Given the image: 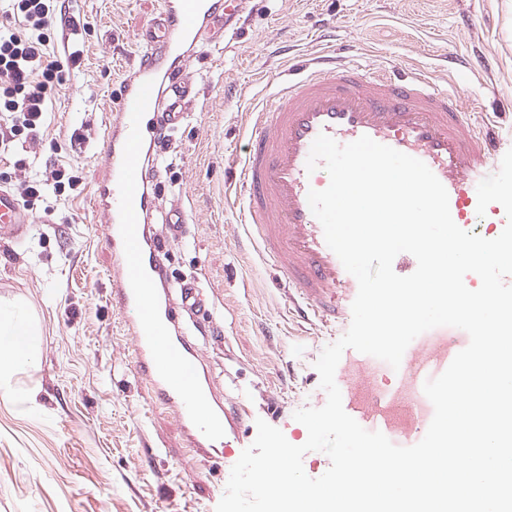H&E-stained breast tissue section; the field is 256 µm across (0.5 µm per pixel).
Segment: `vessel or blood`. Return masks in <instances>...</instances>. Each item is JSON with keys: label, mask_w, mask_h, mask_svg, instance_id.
I'll return each mask as SVG.
<instances>
[{"label": "vessel or blood", "mask_w": 512, "mask_h": 512, "mask_svg": "<svg viewBox=\"0 0 512 512\" xmlns=\"http://www.w3.org/2000/svg\"><path fill=\"white\" fill-rule=\"evenodd\" d=\"M227 0H162L143 34L149 50L120 86L99 154L106 168L91 198L106 224L112 254V300L129 316L134 372L151 396L172 409L189 440L193 463H218L234 453L249 395L217 397L199 346L179 330L212 316V303L197 281L172 282L166 258L180 240L185 216L172 205L163 232L147 227L157 188L149 173L160 132L186 121L195 89L186 73L190 52L204 38L224 31ZM298 77L282 78L269 105L247 113L248 142L231 167L236 197L244 201L243 228L261 261L296 291L306 322L325 327L346 321L358 292L356 279L327 246L308 204L310 190L329 184L324 168L306 162L318 135L345 145L361 136L423 161L448 192L459 227L505 224L500 204L477 214V185L491 167L499 141L488 113L458 88L430 71L369 68L349 59L345 48H322L300 59ZM31 216L0 184V238L21 240ZM470 338L461 329L437 327L406 349L395 382L382 388L369 356H346L337 367L345 412L364 429L392 443H413L434 415L431 402L408 408L424 393Z\"/></svg>", "instance_id": "1"}]
</instances>
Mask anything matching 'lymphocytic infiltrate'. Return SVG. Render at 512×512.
<instances>
[{
    "instance_id": "f902f5d3",
    "label": "lymphocytic infiltrate",
    "mask_w": 512,
    "mask_h": 512,
    "mask_svg": "<svg viewBox=\"0 0 512 512\" xmlns=\"http://www.w3.org/2000/svg\"><path fill=\"white\" fill-rule=\"evenodd\" d=\"M55 2L8 0L10 22L0 23V112L9 121L0 132L2 140L20 135L36 138L53 94L66 83V66L80 60L76 50L61 59L52 51ZM78 181V176L46 168L42 178L23 181V204L30 208L47 195H62Z\"/></svg>"
}]
</instances>
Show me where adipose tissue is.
Returning a JSON list of instances; mask_svg holds the SVG:
<instances>
[{
    "mask_svg": "<svg viewBox=\"0 0 512 512\" xmlns=\"http://www.w3.org/2000/svg\"><path fill=\"white\" fill-rule=\"evenodd\" d=\"M40 349V331L26 322L0 311V388L21 368L32 365Z\"/></svg>",
    "mask_w": 512,
    "mask_h": 512,
    "instance_id": "1",
    "label": "adipose tissue"
}]
</instances>
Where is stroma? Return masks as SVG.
Returning a JSON list of instances; mask_svg holds the SVG:
<instances>
[{"instance_id":"stroma-1","label":"stroma","mask_w":512,"mask_h":512,"mask_svg":"<svg viewBox=\"0 0 512 512\" xmlns=\"http://www.w3.org/2000/svg\"><path fill=\"white\" fill-rule=\"evenodd\" d=\"M57 7L85 25L81 65L52 99L37 140L0 150V181L15 190L50 165L80 181L34 210L23 243L0 239V304L42 333L36 362L13 377L15 394H0V512H215L227 481L188 463L186 436L134 374L112 304L105 226L89 204L106 175L97 146L108 106L146 49L141 33L160 0ZM63 19L55 23L59 46ZM320 20L366 66L440 69L448 54L466 57L470 67L452 71L449 83L495 114L500 148H512V0H245L221 36L195 48L196 101L169 137L173 164L157 173L152 228L162 232L171 204L182 206L187 224L170 247L168 273L199 280L214 303L213 327L192 338L215 388L229 375L252 397L239 452L260 419L291 444L306 442L293 414L314 406V363L346 331L305 329L284 316L282 294L244 235L240 206L224 202L227 160L245 146L244 115L273 97L284 52L312 54ZM83 125L85 140L74 139ZM34 388L32 401L25 392Z\"/></svg>"}]
</instances>
